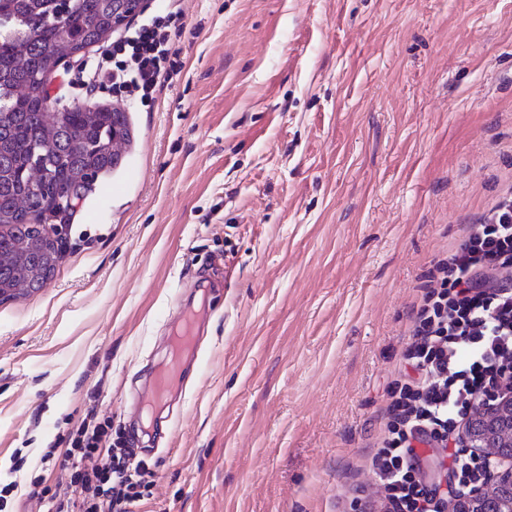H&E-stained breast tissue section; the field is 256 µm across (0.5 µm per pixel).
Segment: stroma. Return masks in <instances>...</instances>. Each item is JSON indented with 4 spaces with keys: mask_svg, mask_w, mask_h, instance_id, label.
<instances>
[{
    "mask_svg": "<svg viewBox=\"0 0 512 512\" xmlns=\"http://www.w3.org/2000/svg\"><path fill=\"white\" fill-rule=\"evenodd\" d=\"M181 71L39 291L0 303V512L84 421L136 512H362L429 273L512 185V0H147ZM207 316L151 428L181 308Z\"/></svg>",
    "mask_w": 512,
    "mask_h": 512,
    "instance_id": "1",
    "label": "stroma"
}]
</instances>
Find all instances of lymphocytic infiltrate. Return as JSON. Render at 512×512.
Wrapping results in <instances>:
<instances>
[{"label": "lymphocytic infiltrate", "mask_w": 512, "mask_h": 512, "mask_svg": "<svg viewBox=\"0 0 512 512\" xmlns=\"http://www.w3.org/2000/svg\"><path fill=\"white\" fill-rule=\"evenodd\" d=\"M170 11L143 20L96 60H81L64 87L92 92L107 86L120 97L150 105L163 80L176 72ZM407 371L390 390L384 437L372 461L382 512H446L449 499L480 488L486 457L451 452L452 479L430 487L419 475L418 444L448 449L489 391L512 388V195L504 196L461 243L439 260L404 346ZM99 425L85 424L62 457L46 454L59 470L55 487H42L51 512H135L144 497L146 463L131 449L106 446ZM92 469H82L83 460Z\"/></svg>", "instance_id": "1"}]
</instances>
